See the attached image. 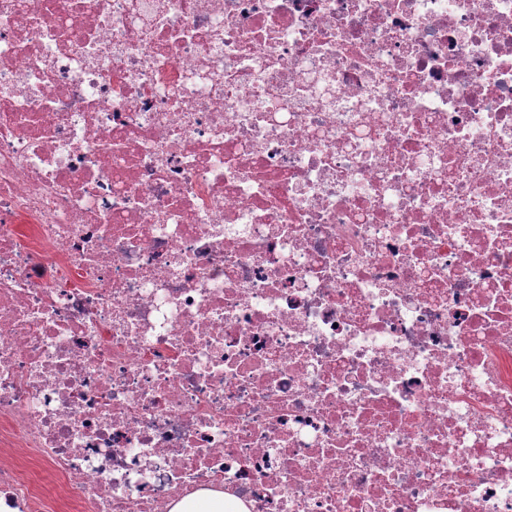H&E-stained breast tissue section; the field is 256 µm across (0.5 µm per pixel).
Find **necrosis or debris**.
<instances>
[{"label": "necrosis or debris", "mask_w": 512, "mask_h": 512, "mask_svg": "<svg viewBox=\"0 0 512 512\" xmlns=\"http://www.w3.org/2000/svg\"><path fill=\"white\" fill-rule=\"evenodd\" d=\"M0 448V512H512V0H0ZM172 512H225L222 497L199 495L192 501H184L174 507Z\"/></svg>", "instance_id": "1"}]
</instances>
